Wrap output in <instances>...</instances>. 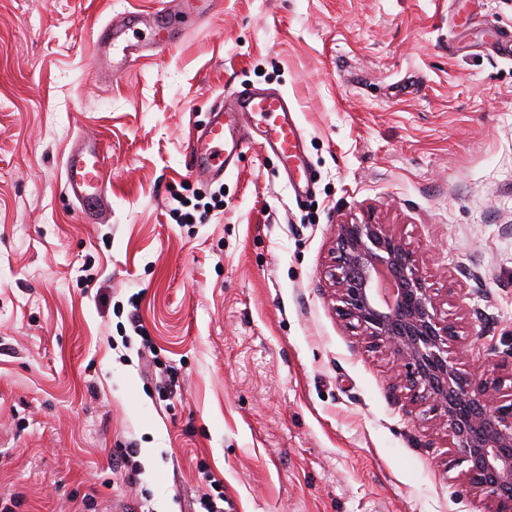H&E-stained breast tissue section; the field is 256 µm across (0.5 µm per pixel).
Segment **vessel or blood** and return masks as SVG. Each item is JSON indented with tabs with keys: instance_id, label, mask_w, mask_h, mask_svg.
Instances as JSON below:
<instances>
[{
	"instance_id": "1",
	"label": "vessel or blood",
	"mask_w": 512,
	"mask_h": 512,
	"mask_svg": "<svg viewBox=\"0 0 512 512\" xmlns=\"http://www.w3.org/2000/svg\"><path fill=\"white\" fill-rule=\"evenodd\" d=\"M215 4L216 0H182L180 10L164 8L147 19L122 14L99 30L96 55L119 68L145 52L165 50L184 30L211 15ZM231 98V109L215 113L207 128L197 134L191 148V174L223 179L229 165L257 142L277 156L295 196H308L311 182L305 135L287 98L281 92L263 89L236 90ZM107 167V158L95 139L79 135L72 140L64 159L63 189L79 204L86 219H95L109 204L112 185L104 177Z\"/></svg>"
}]
</instances>
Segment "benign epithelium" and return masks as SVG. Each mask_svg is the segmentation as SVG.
Instances as JSON below:
<instances>
[{
  "label": "benign epithelium",
  "instance_id": "benign-epithelium-1",
  "mask_svg": "<svg viewBox=\"0 0 512 512\" xmlns=\"http://www.w3.org/2000/svg\"><path fill=\"white\" fill-rule=\"evenodd\" d=\"M330 277L341 316L370 347L393 355L390 388L409 389L410 401L448 429L483 512H512V404L498 397L512 363L462 372L470 349L449 352L459 324L439 317L418 257L386 224L336 225Z\"/></svg>",
  "mask_w": 512,
  "mask_h": 512
}]
</instances>
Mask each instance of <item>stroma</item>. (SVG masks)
Masks as SVG:
<instances>
[{"mask_svg":"<svg viewBox=\"0 0 512 512\" xmlns=\"http://www.w3.org/2000/svg\"><path fill=\"white\" fill-rule=\"evenodd\" d=\"M176 6L0 0V512H197L213 478L224 512H482L329 271L336 224L390 225L463 341L512 361V60L493 50L512 0H220L164 52L91 71L112 17ZM246 86L294 104L306 198L256 144L223 182L190 173L217 96ZM79 133L110 157L93 223L61 190ZM216 192L176 222L173 194ZM130 447L143 468L113 484Z\"/></svg>","mask_w":512,"mask_h":512,"instance_id":"obj_1","label":"stroma"}]
</instances>
